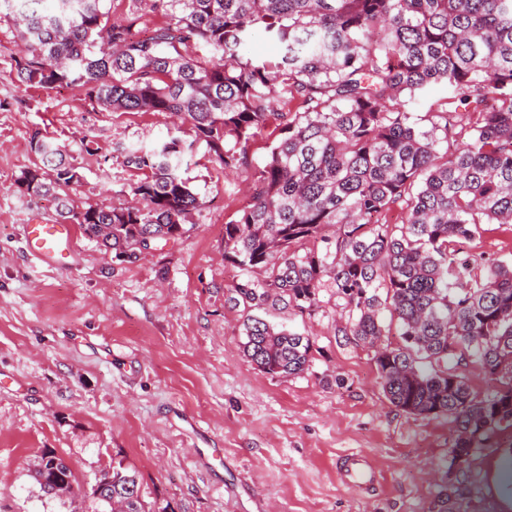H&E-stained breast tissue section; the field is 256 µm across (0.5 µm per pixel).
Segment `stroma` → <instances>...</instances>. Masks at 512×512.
I'll use <instances>...</instances> for the list:
<instances>
[{
	"label": "stroma",
	"instance_id": "35a3bbf8",
	"mask_svg": "<svg viewBox=\"0 0 512 512\" xmlns=\"http://www.w3.org/2000/svg\"><path fill=\"white\" fill-rule=\"evenodd\" d=\"M15 41L0 18V512H93L92 499L68 507L39 490L31 470L47 450L80 489L123 462L148 512H512V426L455 463L453 423L393 406L373 349L337 335L333 289L311 313L257 311L311 337L308 370L272 376L244 356L247 312L227 298L247 274L224 258V226L251 190L205 145L185 171L200 206L179 239L128 263L79 230L68 266L31 257L25 224L60 221L17 185L37 161L33 133L62 147L81 175L71 193L87 205L133 200L143 173L128 154L195 133L164 113L107 112L64 85L22 84ZM467 249L512 261V230L484 225ZM206 448L224 451L211 469L198 458ZM351 452L370 458L374 490L340 481L336 463Z\"/></svg>",
	"mask_w": 512,
	"mask_h": 512
}]
</instances>
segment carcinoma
<instances>
[{"instance_id":"obj_1","label":"carcinoma","mask_w":512,"mask_h":512,"mask_svg":"<svg viewBox=\"0 0 512 512\" xmlns=\"http://www.w3.org/2000/svg\"><path fill=\"white\" fill-rule=\"evenodd\" d=\"M145 1L162 20L141 37ZM52 2L14 17L28 50L16 61L22 83L78 88L107 112L169 113L195 138L130 155L148 171L136 205H75L79 171L37 133L41 165L19 188L133 263L187 231L198 197L182 167L202 142L254 184L224 225V257L263 277L236 283L234 305L311 311L327 277L347 313L336 335L373 346L383 311L397 319L403 345L374 356L384 392L408 414L450 418L453 459L467 463L489 430L512 424V262L481 264L463 247L483 224H512V0H132L128 23L110 26L105 0ZM257 36L280 56L248 54ZM201 46L210 59L188 53ZM439 83L443 105L408 110ZM272 119L279 139L255 166L251 144ZM395 208L403 217L389 224ZM243 326L261 371L309 368L310 337L255 316ZM471 356L508 376L494 395L478 397L458 372ZM109 477L125 512H146L135 470L120 463Z\"/></svg>"}]
</instances>
